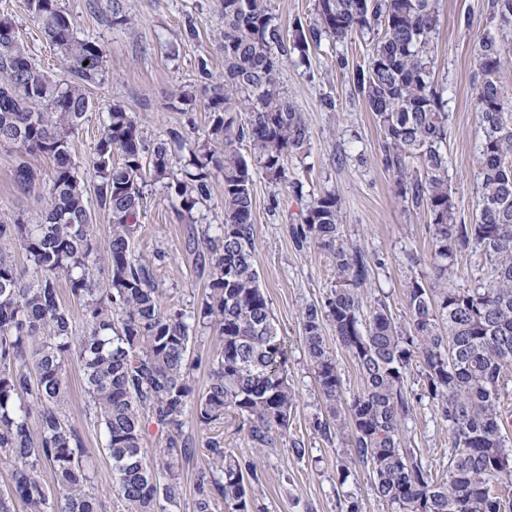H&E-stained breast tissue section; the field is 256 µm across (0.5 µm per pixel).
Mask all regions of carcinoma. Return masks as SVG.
Segmentation results:
<instances>
[{
  "mask_svg": "<svg viewBox=\"0 0 512 512\" xmlns=\"http://www.w3.org/2000/svg\"><path fill=\"white\" fill-rule=\"evenodd\" d=\"M224 81L203 88L204 136L179 131L147 143L133 113L119 105L87 160L98 174V206L111 224L98 241L84 187L72 157V136L92 108L87 86L104 67L95 40L80 39L59 0H27L46 41L67 65L59 83L28 54L13 22L0 19V145L16 148L15 170L25 194L41 176L24 157L52 161L40 220L0 224V463L11 485L0 491V512H99L86 449L68 421V365L83 373L88 406L105 430L112 486L123 512H173L184 494L183 461L200 452L207 466L194 476L193 512H262L252 464L214 436L192 448L188 417L211 427L228 415L247 427L251 447L284 445L296 393L288 350L255 266L253 173L296 189L287 159L307 152L304 113L281 87L283 57L301 63L324 41L343 43L377 32L354 87L375 116L382 162L402 200L429 218L434 276H411L404 289L408 327L386 305L364 314L361 289L370 259L343 236L336 194H319L290 227L299 249L324 251L335 286L301 314L304 343L333 423L313 428L330 441L351 430L350 462L367 468L376 495L392 512H512V448L506 445L498 397L502 373L512 369V101L504 99L503 47L491 34L479 45L481 77L475 110L482 130L480 210L459 224L448 185L449 115L433 75L434 0H315L312 17L289 39L270 0H222ZM493 19L512 27V0H492ZM248 143L245 158L239 145ZM120 155L115 163L112 156ZM181 198L189 224L213 177L224 183V224L215 237L188 238L199 276L206 280L197 308L168 311L151 265L135 254L145 174ZM480 252L488 275L475 288L454 281L457 253ZM17 250L21 267L10 255ZM82 302L83 326L73 328L61 299L60 278ZM355 362L361 391L347 400L324 325ZM215 327L222 347L195 394L189 361L195 333ZM419 362L426 393L448 423L453 448L441 477L401 444L412 405L404 377ZM157 437L147 464L149 437ZM52 482H47L45 473Z\"/></svg>",
  "mask_w": 512,
  "mask_h": 512,
  "instance_id": "1",
  "label": "carcinoma"
}]
</instances>
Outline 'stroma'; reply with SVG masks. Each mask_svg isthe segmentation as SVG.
Wrapping results in <instances>:
<instances>
[{
	"instance_id": "1",
	"label": "stroma",
	"mask_w": 512,
	"mask_h": 512,
	"mask_svg": "<svg viewBox=\"0 0 512 512\" xmlns=\"http://www.w3.org/2000/svg\"><path fill=\"white\" fill-rule=\"evenodd\" d=\"M490 2L435 0L433 71L449 114L448 183L461 224L473 223L481 191L475 112L478 43L485 34H496L505 56L512 57V30H499L492 22ZM111 3L60 0L77 36L96 40L104 50L103 72L88 87L93 108L76 132L72 149L95 232L102 241L109 236L110 224L97 204L99 179L87 160L103 133L108 109L118 105L136 113L151 141L166 138L172 130L195 136L207 127L202 102L185 106L172 95L181 89H201L224 76V55L218 45L224 28L221 0H122L131 19L125 26L109 24ZM0 16L15 24L38 65L55 79L65 78L59 55L46 42L26 0H0ZM371 47V34L360 32L346 42H325L311 49L308 64L285 60L283 89L304 112L309 126L308 152L288 160L290 176L301 183L302 192L294 194L292 188L269 182L262 172L254 174L255 265L288 347V374L296 392L288 436L302 440L308 454L299 459L286 447L256 452L246 428L231 417L214 431L222 433L225 447L255 463L257 495L264 512H348L353 505L358 512H391L376 495L367 469L353 466L347 482L339 483L337 471L346 460L348 433L327 441L313 428L315 419L327 418L328 412L305 349L300 313L307 304L325 300L335 274L323 251L297 249L288 232L314 197L334 192L342 207L345 241L371 260L365 301L384 302L397 322L406 324L404 283L413 272L432 274V234L423 214L406 208L382 163L380 129L354 90V73L364 65ZM341 58L346 61L342 68L337 65ZM18 162L16 149L0 146V222L33 223L46 205L47 193L18 192L14 183ZM143 194L136 252L153 265L164 305L192 310L205 294V281L187 248L189 226L181 217L180 200L151 182L145 184ZM68 375L69 416L87 450L102 512H119L112 463L104 451V430L87 408L77 362H70ZM405 387L415 404L402 430V444L414 449L433 473H441L452 448L451 433L425 396L419 365L407 370Z\"/></svg>"
}]
</instances>
